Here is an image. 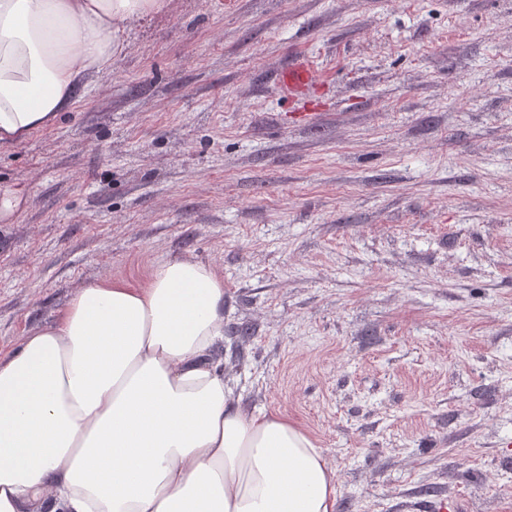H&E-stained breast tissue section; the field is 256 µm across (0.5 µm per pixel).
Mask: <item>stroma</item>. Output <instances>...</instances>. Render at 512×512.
Returning <instances> with one entry per match:
<instances>
[{
	"instance_id": "1",
	"label": "stroma",
	"mask_w": 512,
	"mask_h": 512,
	"mask_svg": "<svg viewBox=\"0 0 512 512\" xmlns=\"http://www.w3.org/2000/svg\"><path fill=\"white\" fill-rule=\"evenodd\" d=\"M122 39L0 147V356L189 258L231 399L310 434L336 512H512V0H170ZM285 86L290 93H298L310 86L315 73L304 58H294L288 67L281 73Z\"/></svg>"
}]
</instances>
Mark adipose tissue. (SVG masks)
I'll return each mask as SVG.
<instances>
[{"label":"adipose tissue","instance_id":"obj_1","mask_svg":"<svg viewBox=\"0 0 512 512\" xmlns=\"http://www.w3.org/2000/svg\"><path fill=\"white\" fill-rule=\"evenodd\" d=\"M166 0H0V146L52 126ZM224 278L189 259L102 277L0 357V512H335L287 416L234 405L214 358Z\"/></svg>","mask_w":512,"mask_h":512}]
</instances>
